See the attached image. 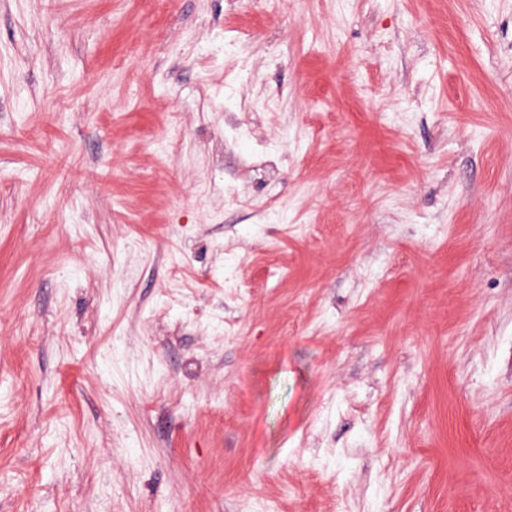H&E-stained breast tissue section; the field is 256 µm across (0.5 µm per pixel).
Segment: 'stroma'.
Instances as JSON below:
<instances>
[{"label":"stroma","mask_w":512,"mask_h":512,"mask_svg":"<svg viewBox=\"0 0 512 512\" xmlns=\"http://www.w3.org/2000/svg\"><path fill=\"white\" fill-rule=\"evenodd\" d=\"M0 512H512V0H0Z\"/></svg>","instance_id":"35a3bbf8"}]
</instances>
